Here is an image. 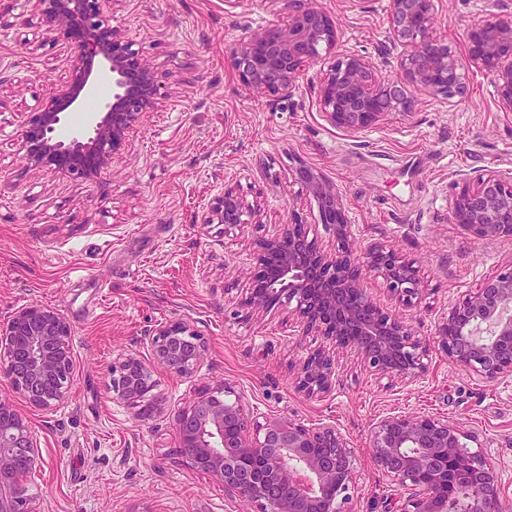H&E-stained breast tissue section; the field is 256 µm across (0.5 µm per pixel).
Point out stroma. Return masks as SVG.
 Instances as JSON below:
<instances>
[{"mask_svg":"<svg viewBox=\"0 0 512 512\" xmlns=\"http://www.w3.org/2000/svg\"><path fill=\"white\" fill-rule=\"evenodd\" d=\"M390 0H322L344 52L394 76L385 53ZM493 0H433L435 33L463 53L466 31ZM109 26L146 56L160 86L111 164L76 178L25 164L20 124L51 90L69 85L77 54L45 35L35 0H0V323L42 304L72 328L74 382L51 412L26 409L42 449L35 512H243L222 484L172 458L168 410L205 384H227L251 409L312 425L329 422L357 454L350 512H396L405 492L369 448L377 418L421 412L459 426L471 450L496 462L512 497V377L488 382L429 350L424 375L377 374L350 349L336 352L335 387L319 396L295 378L319 336H299L280 302L244 305L258 240L289 218L336 248L333 225L296 181L318 173L340 194L355 245L388 242L415 260L420 298L405 314L420 334L512 259V241L479 239L453 219L459 194L485 171L512 174V112L491 76L466 71L461 91L420 92L412 112L386 114L357 134L330 124L317 88L334 62L305 64L294 92L259 97L240 85L226 50L246 32L286 23L281 0H103ZM258 213L219 224L226 187ZM182 319L206 344L197 373L156 375L163 414L143 420L112 391L113 363L147 356L141 339Z\"/></svg>","mask_w":512,"mask_h":512,"instance_id":"35a3bbf8","label":"stroma"}]
</instances>
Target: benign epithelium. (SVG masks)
Here are the masks:
<instances>
[{"instance_id": "benign-epithelium-1", "label": "benign epithelium", "mask_w": 512, "mask_h": 512, "mask_svg": "<svg viewBox=\"0 0 512 512\" xmlns=\"http://www.w3.org/2000/svg\"><path fill=\"white\" fill-rule=\"evenodd\" d=\"M288 23H270L247 33L229 51L238 81L252 93L290 92L302 67L320 50L338 60L323 77L318 96L324 116L350 133L374 126L389 112L412 111L415 93L456 92L462 71L475 68L493 78L498 107L512 112V9L473 22L463 55L433 35L432 0H390L388 39L401 47L396 74L387 78L365 59L338 53L336 23L320 0H282ZM45 35L77 51L71 89L56 90L43 111L23 121L21 150L32 167L66 171L81 178L112 160L141 117L157 107L160 89L144 53L104 23L100 0H36ZM112 79V99L90 113L85 129L62 140L58 126L76 107L74 90L86 89L88 63ZM297 179L319 199L322 221L336 225L338 249L321 250L294 217L258 242L270 272L254 271L248 304L263 312L282 298L294 304L299 335L322 336L329 347L308 354L296 376L311 396L328 392L336 376L333 351L353 348L371 368L390 378L426 371L429 340L397 310L385 309L364 290L382 278L398 304L408 308L421 292L413 260L393 246L374 242L357 250L336 190L307 168ZM254 211L237 192L224 188L219 223L243 224ZM454 219L479 239H512V177L479 175L457 197ZM72 328L59 311L39 304L17 309L0 324V383L33 408L49 412L67 398L74 380ZM152 357L128 355L112 365V388L146 418L162 411L153 399L155 373L190 377L200 368L204 342L184 321L167 322L147 336ZM435 342L448 361L488 382L512 376V262L486 277L441 317ZM177 435L172 455L224 485L231 498L254 512H347L355 488V450L330 423L310 427L288 416L255 413L228 386L198 389L185 407L171 411ZM448 421L417 412L386 414L372 426L375 465L407 491L398 512H509L496 464L464 442ZM40 446L13 401L0 399V512H34L29 479L39 467Z\"/></svg>"}]
</instances>
